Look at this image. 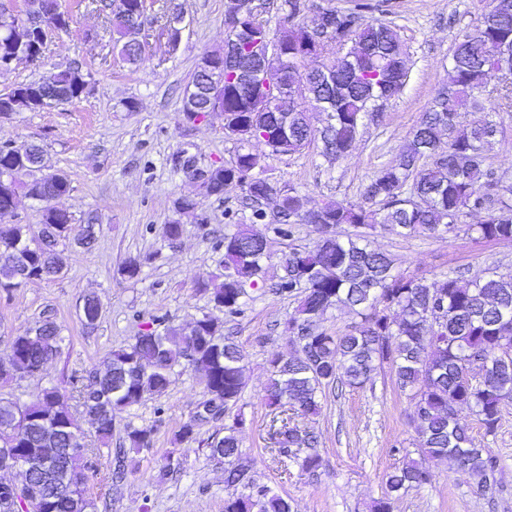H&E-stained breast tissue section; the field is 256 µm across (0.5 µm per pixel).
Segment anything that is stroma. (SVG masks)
I'll return each instance as SVG.
<instances>
[{
    "label": "stroma",
    "mask_w": 512,
    "mask_h": 512,
    "mask_svg": "<svg viewBox=\"0 0 512 512\" xmlns=\"http://www.w3.org/2000/svg\"><path fill=\"white\" fill-rule=\"evenodd\" d=\"M185 15L182 40L168 52L159 23L147 22L141 39L146 62L132 67L120 61L110 37L86 42L87 31L103 32L106 23L91 0H59L70 10V32L52 35L43 67L17 64L0 78V91L28 83L47 70L71 64L92 74L89 94L69 105L0 116V141L21 146L40 144L48 164L66 174L71 190L56 207L76 219L97 215L98 241L91 251L71 253L64 272L49 282H33L12 293H0V359L14 336L31 328L47 313L63 327L62 355L38 375L0 386V396L30 402L46 387L70 376L103 367L112 349L125 345L152 319L185 326L212 308L197 291L198 279L224 267V236L235 224L249 223L251 211L241 191L228 189L223 199L197 195L195 184L174 165L176 156L191 160L198 172L229 162L238 144L224 132V115L210 113L198 123L181 112L182 90L200 58L224 46V0H175ZM489 0H395L384 22L395 26L407 56L409 78L403 91L381 102L378 121H365L347 159L331 163L316 148L279 155L263 146L262 174L278 187L305 194L310 203L358 201L369 177L393 162L447 76L454 39L476 25ZM498 142L487 164L496 177L512 183V111L498 112ZM196 194L195 211L180 214L175 201ZM179 221L183 234L169 244L164 226ZM268 240L269 276L279 275V260L293 248L311 249L319 235L300 224L292 237L261 224ZM373 248L390 253L401 272L429 279L454 272L466 278L487 269L512 272V241L482 242L463 230L438 236L398 237L376 229ZM141 263L138 277L128 278L126 261ZM96 295L103 313L95 328H83L80 303ZM295 298L251 291L243 312L221 316V333L245 354L243 392L223 419L203 423L189 450L176 452L173 438L199 403L207 398L201 377L176 368L167 390L147 397L117 417L113 442H122L127 426L154 428L152 448L135 456L126 478L113 482L111 458L101 454L90 492L107 503L106 512H224L228 489L223 462L214 460L207 438L232 423L246 420L239 434L240 450L257 480L288 498L293 512H372L388 498L385 477L404 458H418L413 408L393 380L390 369L375 372L361 388H325L321 411L304 417L270 411L264 401L269 356L292 354L294 346L284 321ZM478 446L498 460L497 482L477 490L469 476L444 461L426 460L428 484L391 500V512H512V400L501 409L495 434H486L470 410L459 412ZM304 428L318 439L322 465L305 472L298 455L283 457L274 433L282 423ZM177 454L174 472L160 476L170 454Z\"/></svg>",
    "instance_id": "obj_1"
}]
</instances>
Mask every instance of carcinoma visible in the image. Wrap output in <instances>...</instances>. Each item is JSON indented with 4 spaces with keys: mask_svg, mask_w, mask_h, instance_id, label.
Masks as SVG:
<instances>
[{
    "mask_svg": "<svg viewBox=\"0 0 512 512\" xmlns=\"http://www.w3.org/2000/svg\"><path fill=\"white\" fill-rule=\"evenodd\" d=\"M489 0L476 26L459 33L448 67V81L422 113L412 136L401 146L395 163L380 168L355 203L326 201L312 208L293 188L281 189L261 175L260 157L250 149L261 143L282 152L270 131L288 118V152L312 146L329 162L346 158L373 101L389 99L403 89L406 68L396 30L379 20L366 22V14H388L391 0H353L347 10L330 9L327 21L342 40L322 41L318 27L307 23L311 0H272L277 25L266 19L238 17V50L232 71L224 79V130L236 137L240 148L233 159L210 171L209 195L224 197V188L235 185L253 204L254 223L266 219L259 200L280 196L282 209L278 234L291 237L294 226L314 225L319 243L311 250L291 249L282 259V274L272 286L279 295H301L294 313L285 322L288 339L298 354L273 353L266 405L277 410L291 407L302 416L319 413L322 390L340 382L362 387L371 374L391 368L396 387L414 407L420 452L446 460L466 472L480 490L496 481L497 460L487 448H478L468 428L458 421V410L470 408L485 434L495 433L501 407L512 399V272L464 279L450 273L440 279L407 275L396 270L390 255L373 249L368 231L377 227L400 237L454 233L460 216L477 205L481 222L467 225L477 238L512 240V185L501 184L486 169L487 152L496 142L498 123L492 112L512 109V77L499 71L502 57L512 56V6ZM128 10L107 14L112 43L126 46L134 28L131 17L139 0H127ZM265 41L274 54L257 56L251 45ZM32 42L20 45L12 23L0 19V56L37 52ZM339 54L330 75L309 80L305 62L322 55ZM228 48L204 54L189 85L199 109L208 103L202 72L208 64L224 63ZM262 67L271 84L258 86L248 79ZM91 72L81 67L56 69L38 81L21 84L33 94L56 95L55 105L69 104L87 94ZM494 85L497 100L491 111L457 131L463 113L480 105L486 88ZM319 104L329 113L319 128L311 125L305 103ZM43 150L34 145L24 154L0 146V290L9 293L30 282L50 280L63 273L68 252L89 250L95 242V224H78L66 210L51 202L70 191L62 172L37 164ZM38 189L41 220L29 224H4L13 215L16 192ZM349 225L355 232L342 239L333 228ZM224 273L198 282L214 309L239 314L246 288L262 290L269 260L266 238L248 228L224 235ZM439 303L443 321L432 329L422 316ZM331 308L355 313L360 322L343 336H331L317 321ZM102 315L96 296H84L80 320L93 328ZM219 318L204 313L187 327L163 325L151 333L139 332L131 342L112 351L107 369L69 381L72 397L80 405L99 408L90 417L93 434L102 446L112 438L113 424L126 409L146 397L161 393L171 383L177 366L198 372L209 398L211 415L194 412L175 434L178 443L195 439L196 428L218 420L234 405L243 389L245 355L230 338L219 334ZM62 325L51 316L33 329L13 337L10 353L0 361V382L9 383L40 373L62 353ZM60 388L51 386L30 403L0 398V430H11L14 455L27 462L38 453L62 461L74 484L59 498L46 501L47 512H97L88 494L89 472L98 448L67 447L75 419L59 405ZM243 418L224 427V434L208 438L210 456L231 467L224 482L233 488L224 499V512H292L288 499L257 482L252 466L240 461L237 429ZM152 428H128L130 447L140 450L153 443ZM280 452L315 447V437L297 427L278 431ZM429 481L422 463L408 459L387 475L388 491L397 493Z\"/></svg>",
    "mask_w": 512,
    "mask_h": 512,
    "instance_id": "obj_1",
    "label": "carcinoma"
}]
</instances>
